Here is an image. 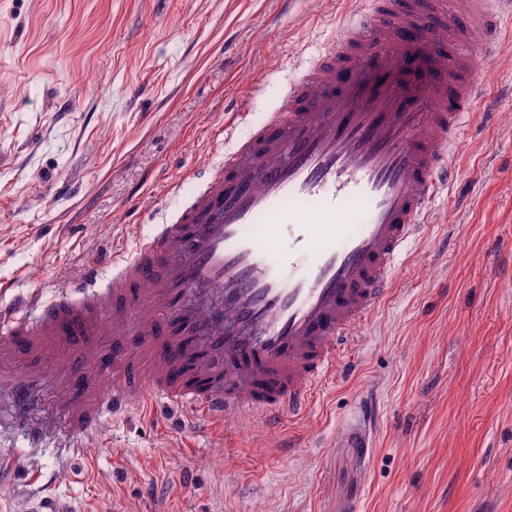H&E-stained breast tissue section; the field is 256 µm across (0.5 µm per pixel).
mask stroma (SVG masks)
<instances>
[{
    "label": "stroma",
    "mask_w": 512,
    "mask_h": 512,
    "mask_svg": "<svg viewBox=\"0 0 512 512\" xmlns=\"http://www.w3.org/2000/svg\"><path fill=\"white\" fill-rule=\"evenodd\" d=\"M340 0H0V298L52 297L207 176L226 102L263 121ZM435 224L299 425L160 431L138 410L55 448L0 430V512H512V42ZM191 172L178 195L164 182Z\"/></svg>",
    "instance_id": "35a3bbf8"
}]
</instances>
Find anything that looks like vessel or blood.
<instances>
[{"label": "vessel or blood", "instance_id": "obj_1", "mask_svg": "<svg viewBox=\"0 0 512 512\" xmlns=\"http://www.w3.org/2000/svg\"><path fill=\"white\" fill-rule=\"evenodd\" d=\"M511 21L512 0H365L341 14V35L263 123L225 135L170 222L113 246L106 287L94 259L53 298L0 303V408L23 421L60 352L90 395L65 428L31 436L57 438L65 457L69 439L138 401L205 427L302 415L456 182L450 154L478 93L472 48Z\"/></svg>", "mask_w": 512, "mask_h": 512}]
</instances>
